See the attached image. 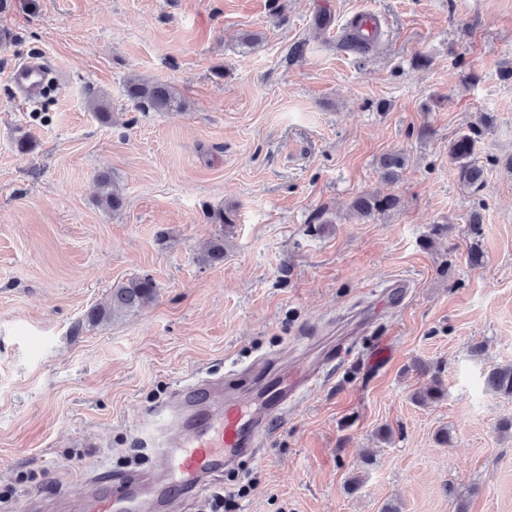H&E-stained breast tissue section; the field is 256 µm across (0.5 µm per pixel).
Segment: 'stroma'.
<instances>
[{
	"mask_svg": "<svg viewBox=\"0 0 512 512\" xmlns=\"http://www.w3.org/2000/svg\"><path fill=\"white\" fill-rule=\"evenodd\" d=\"M361 11L381 20L365 55L341 45ZM35 56L63 82L15 103L9 74ZM510 69L512 0H7L0 512L29 497L81 512L85 478L154 468L151 406L201 379L256 398L255 362L292 370L315 341L326 377L202 498L223 493L233 512H512V434L498 430L512 396L485 387L512 364ZM136 77L185 108H139ZM484 117L474 190L448 145ZM386 155L405 158L396 179L378 169ZM101 172L121 209L98 204ZM363 194L399 204L362 219ZM218 237L223 263L202 264ZM142 275L154 303L86 320ZM394 278L411 283L400 303L382 295ZM419 362L440 399L416 402Z\"/></svg>",
	"mask_w": 512,
	"mask_h": 512,
	"instance_id": "35a3bbf8",
	"label": "stroma"
}]
</instances>
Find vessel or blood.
<instances>
[{"instance_id":"vessel-or-blood-1","label":"vessel or blood","mask_w":512,"mask_h":512,"mask_svg":"<svg viewBox=\"0 0 512 512\" xmlns=\"http://www.w3.org/2000/svg\"><path fill=\"white\" fill-rule=\"evenodd\" d=\"M44 69L36 57L11 71L9 81L19 100L39 98ZM322 373L318 366L294 380L265 376L262 418L241 403L224 402L216 395L214 382L200 380L178 388L172 401L148 411L151 420L179 429L170 443L156 448L155 470L116 483L94 477V491L83 512H154L156 507L179 502L207 477L221 472L242 449L261 446L268 416L285 410L302 390L315 386Z\"/></svg>"}]
</instances>
